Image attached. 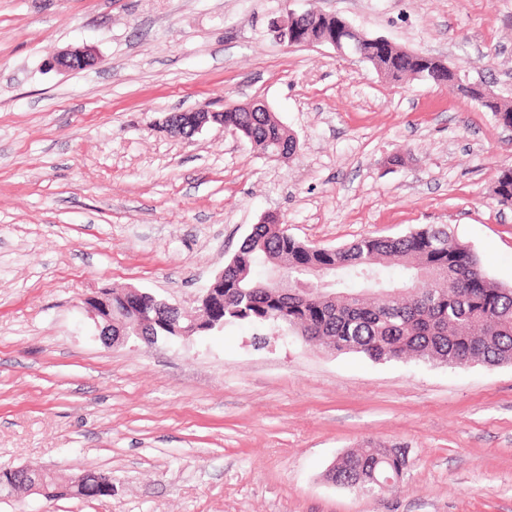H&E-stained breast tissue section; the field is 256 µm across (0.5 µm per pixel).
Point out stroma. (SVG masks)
<instances>
[{"mask_svg":"<svg viewBox=\"0 0 512 512\" xmlns=\"http://www.w3.org/2000/svg\"><path fill=\"white\" fill-rule=\"evenodd\" d=\"M311 10L512 98V0H0V467L112 475L108 497L0 512H512V365L375 362L247 323L107 345L84 309L134 286L195 315L267 212L335 248L443 224L512 286V132L268 30ZM83 46L94 67H50ZM253 98L299 141L289 162L162 126ZM370 440L405 450L396 492L327 481Z\"/></svg>","mask_w":512,"mask_h":512,"instance_id":"1","label":"stroma"}]
</instances>
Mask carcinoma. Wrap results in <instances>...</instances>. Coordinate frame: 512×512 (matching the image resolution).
<instances>
[{
	"label": "carcinoma",
	"instance_id": "obj_1",
	"mask_svg": "<svg viewBox=\"0 0 512 512\" xmlns=\"http://www.w3.org/2000/svg\"><path fill=\"white\" fill-rule=\"evenodd\" d=\"M302 28L305 39L333 37L337 30L320 14ZM364 62L394 82L422 77L450 84L492 113L496 122L512 125V100L486 95L456 82L454 74L427 69L393 44L354 35ZM224 125L241 134L265 155L275 151L293 158L298 141L267 112H226ZM498 205L512 208V169L500 172L495 189ZM320 266L330 283L318 290L301 284V272ZM259 267L288 272L295 285L288 293L271 278L254 276ZM212 316L226 324L248 321L275 326L336 353H357L373 361L404 357L445 365L512 364V288L490 279L472 248L448 235L444 226L427 224L396 238H365L337 248L304 244L281 222L252 226L237 253L224 266V303ZM406 471L404 454L370 442L344 454L326 474L331 482L358 490L362 484L393 479L397 489ZM87 488L76 497H105L89 472Z\"/></svg>",
	"mask_w": 512,
	"mask_h": 512
}]
</instances>
